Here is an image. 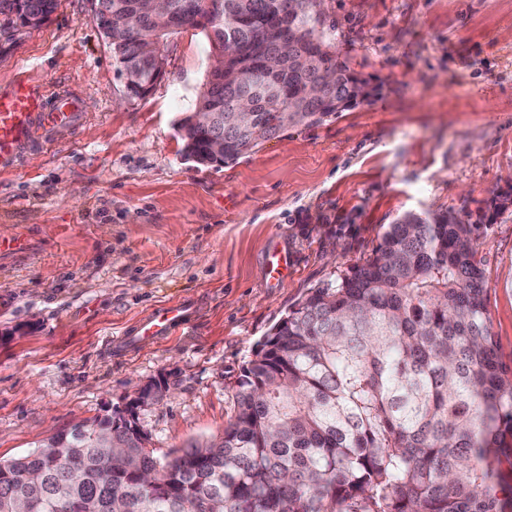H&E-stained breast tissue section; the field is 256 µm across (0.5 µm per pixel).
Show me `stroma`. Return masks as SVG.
Segmentation results:
<instances>
[{
    "instance_id": "obj_1",
    "label": "stroma",
    "mask_w": 512,
    "mask_h": 512,
    "mask_svg": "<svg viewBox=\"0 0 512 512\" xmlns=\"http://www.w3.org/2000/svg\"><path fill=\"white\" fill-rule=\"evenodd\" d=\"M336 46L381 91L226 164L186 159L180 130L211 63L206 29L171 36L165 75L126 99L87 0H60L0 56L77 93L84 121L0 171V460L122 408L138 385L157 455L221 433L260 342L309 289L362 265L407 211H477L512 186V0H324ZM290 254L270 287L265 256ZM487 308L512 366V208L478 240ZM170 303L186 323L131 343Z\"/></svg>"
}]
</instances>
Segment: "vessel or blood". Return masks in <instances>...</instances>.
Returning a JSON list of instances; mask_svg holds the SVG:
<instances>
[{"label":"vessel or blood","mask_w":512,"mask_h":512,"mask_svg":"<svg viewBox=\"0 0 512 512\" xmlns=\"http://www.w3.org/2000/svg\"><path fill=\"white\" fill-rule=\"evenodd\" d=\"M84 119L81 101L70 91L50 92L48 86L28 78L17 79L8 92L0 94V169L13 167L21 148L45 137L55 127L76 126ZM290 256L285 246L274 245L265 264L272 286L283 283L282 273ZM186 310L180 305L161 308L141 327L140 337L153 341L181 324Z\"/></svg>","instance_id":"vessel-or-blood-1"}]
</instances>
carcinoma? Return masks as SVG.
<instances>
[{
  "label": "carcinoma",
  "instance_id": "carcinoma-1",
  "mask_svg": "<svg viewBox=\"0 0 512 512\" xmlns=\"http://www.w3.org/2000/svg\"><path fill=\"white\" fill-rule=\"evenodd\" d=\"M0 0V38L17 19ZM220 21L195 0H172L146 22L167 39L211 29L216 65L181 123L186 157L205 164L213 141L224 162L299 125L319 124L374 97L377 87L336 49L323 0H223ZM140 0H112L94 20L112 29L125 95L146 96L165 57L127 37ZM252 104L242 122L238 107ZM512 207L495 195L482 213L406 212L364 264L311 288L270 330L235 386L222 433L159 456L117 413L73 426L31 453L0 461V512L29 499L34 512L69 500L82 512H506L512 486V369L499 360L477 258L480 229ZM121 448L99 465L91 430ZM154 472L148 489L142 475Z\"/></svg>",
  "mask_w": 512,
  "mask_h": 512
}]
</instances>
